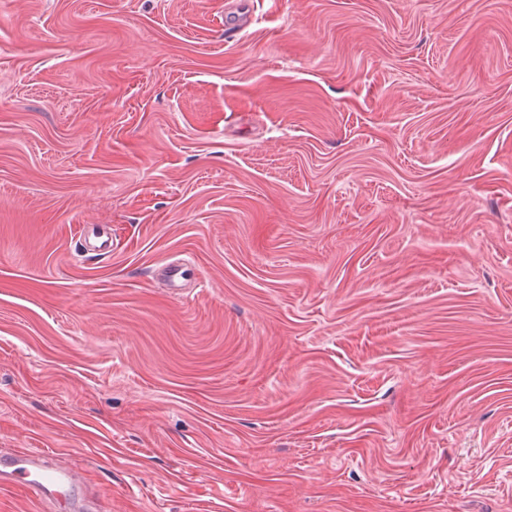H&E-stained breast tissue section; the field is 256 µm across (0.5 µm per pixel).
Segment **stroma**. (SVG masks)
I'll return each instance as SVG.
<instances>
[{
  "label": "stroma",
  "mask_w": 512,
  "mask_h": 512,
  "mask_svg": "<svg viewBox=\"0 0 512 512\" xmlns=\"http://www.w3.org/2000/svg\"><path fill=\"white\" fill-rule=\"evenodd\" d=\"M24 449L91 512H512V0H0Z\"/></svg>",
  "instance_id": "stroma-1"
}]
</instances>
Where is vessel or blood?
I'll list each match as a JSON object with an SVG mask.
<instances>
[{
    "label": "vessel or blood",
    "mask_w": 512,
    "mask_h": 512,
    "mask_svg": "<svg viewBox=\"0 0 512 512\" xmlns=\"http://www.w3.org/2000/svg\"><path fill=\"white\" fill-rule=\"evenodd\" d=\"M80 480L79 471L50 467L37 451L0 456L1 484L18 485L32 491L45 502L58 504L61 512H72L73 509L63 498V490L76 487Z\"/></svg>",
    "instance_id": "vessel-or-blood-1"
}]
</instances>
